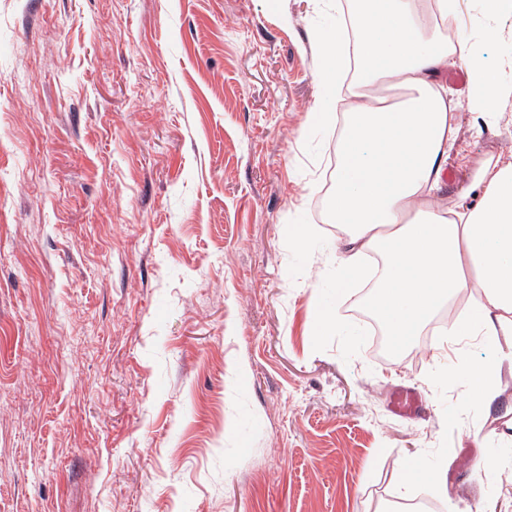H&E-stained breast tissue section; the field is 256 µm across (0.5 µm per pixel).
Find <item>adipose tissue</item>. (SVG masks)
Segmentation results:
<instances>
[{
    "label": "adipose tissue",
    "instance_id": "1",
    "mask_svg": "<svg viewBox=\"0 0 512 512\" xmlns=\"http://www.w3.org/2000/svg\"><path fill=\"white\" fill-rule=\"evenodd\" d=\"M349 23L316 41L323 109L344 110L327 205L331 222L346 230L336 291L358 275V255L376 251L383 270L371 309L396 347L470 289L486 329L495 331L512 320V161L473 171L471 204L447 210L431 199L454 144L442 74L467 64L469 103L489 123L511 89L497 69L473 62L470 36L427 25L414 0H359ZM384 88L409 96L392 103Z\"/></svg>",
    "mask_w": 512,
    "mask_h": 512
}]
</instances>
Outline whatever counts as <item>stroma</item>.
<instances>
[{"label": "stroma", "mask_w": 512, "mask_h": 512, "mask_svg": "<svg viewBox=\"0 0 512 512\" xmlns=\"http://www.w3.org/2000/svg\"><path fill=\"white\" fill-rule=\"evenodd\" d=\"M339 2L0 0V512H512V332L377 356L357 282L314 325L345 236L341 118L310 120ZM488 24L475 57L512 84V15L459 0L447 27ZM443 82L452 209L512 160V95L488 125ZM406 457L433 476L404 491ZM498 370L499 363L492 360L474 363L470 366L469 378L471 389L479 395V399L482 402L489 396L491 391V378Z\"/></svg>", "instance_id": "1"}]
</instances>
